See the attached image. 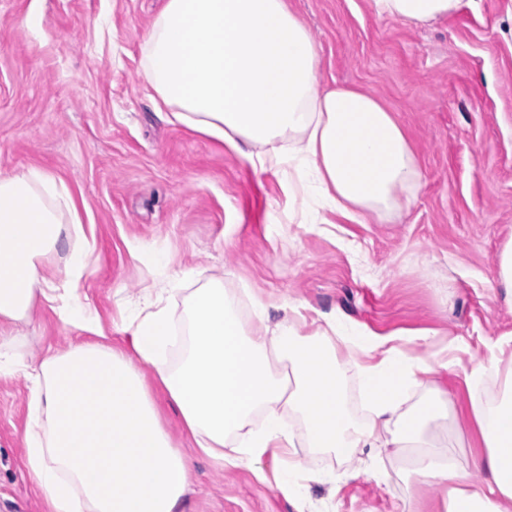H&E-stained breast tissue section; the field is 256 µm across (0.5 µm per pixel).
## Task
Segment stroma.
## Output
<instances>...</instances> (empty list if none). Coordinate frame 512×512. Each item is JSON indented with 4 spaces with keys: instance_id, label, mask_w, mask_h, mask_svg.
I'll use <instances>...</instances> for the list:
<instances>
[{
    "instance_id": "stroma-1",
    "label": "stroma",
    "mask_w": 512,
    "mask_h": 512,
    "mask_svg": "<svg viewBox=\"0 0 512 512\" xmlns=\"http://www.w3.org/2000/svg\"><path fill=\"white\" fill-rule=\"evenodd\" d=\"M162 4L0 0V172L38 168L64 183L96 241L80 280L64 268L66 247L45 258L57 288L129 349L133 302L166 285L132 255L155 243L193 271L187 288L223 283L246 325L260 300L272 325L296 311L313 331L337 315L428 363L454 356L436 381L456 396L459 457L470 463L483 448L466 378L497 359L499 375L485 383L496 394L512 373V306L495 296L496 257L512 237V0H461L426 26L378 16L372 0H288L319 48L321 84L374 94L417 155L415 204L380 224L288 198L274 168H253L157 110L140 46ZM15 333L11 353L34 367L91 338L46 303ZM29 395L23 375L0 379V512H46L21 441ZM154 399L192 469L178 512H408L413 494L439 512L442 489L415 482L385 448L349 459L297 449L306 491L287 498L277 481L287 452H267L256 471L220 465L194 448L166 395Z\"/></svg>"
}]
</instances>
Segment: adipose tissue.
I'll return each mask as SVG.
<instances>
[{
	"instance_id": "1",
	"label": "adipose tissue",
	"mask_w": 512,
	"mask_h": 512,
	"mask_svg": "<svg viewBox=\"0 0 512 512\" xmlns=\"http://www.w3.org/2000/svg\"><path fill=\"white\" fill-rule=\"evenodd\" d=\"M376 13L427 24L454 14L460 0H373ZM145 77L173 117L223 142L253 166L274 163L289 196L303 194L349 219L382 221L409 207L422 185L403 129L373 94L323 88L319 53L288 0H165L142 45ZM67 245L66 268L80 279L94 245L64 184L31 168L0 173V343L27 323L37 300L56 305L68 325L99 334L96 314L61 297L44 259ZM180 343L161 295L145 292L126 324L131 351L104 339L46 354L24 371L0 351V378L24 374L30 415L26 462L47 512H175L190 485L186 455L164 431L140 372L155 368L198 448L216 461L254 466L268 449L291 448L284 414L301 419L313 448L348 458L361 448H393L419 481L446 488L443 512H512V380L501 398L470 409L484 451L464 467L451 393L407 406L419 375L449 370L389 349L363 367L370 416L348 415L337 346L372 352L368 333L327 319L306 332L289 323L248 334L213 282L186 300ZM183 346L177 364L168 356ZM262 428L247 434L250 416ZM239 436L234 456L224 448ZM487 485L471 487L470 470Z\"/></svg>"
}]
</instances>
